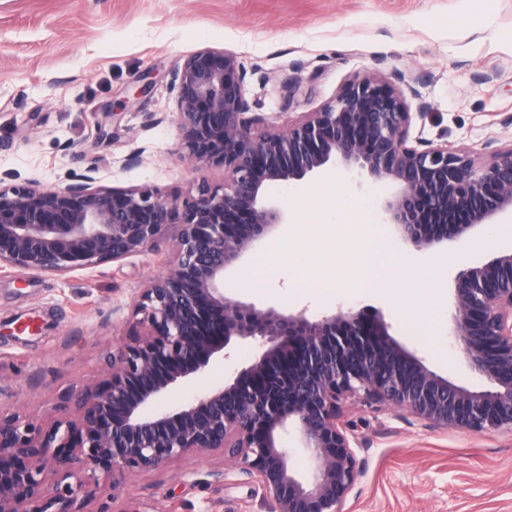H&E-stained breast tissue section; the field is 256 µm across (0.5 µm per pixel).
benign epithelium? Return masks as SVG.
Instances as JSON below:
<instances>
[{
  "mask_svg": "<svg viewBox=\"0 0 512 512\" xmlns=\"http://www.w3.org/2000/svg\"><path fill=\"white\" fill-rule=\"evenodd\" d=\"M177 119L187 154L224 167V188H199L182 212L147 190L91 186L57 191L0 183V266L66 274L120 262L177 226L170 270L134 304L143 332L112 349L106 377L73 389L49 425L0 415V512H84L91 486L117 489L128 472L220 451L237 461L227 486L247 485L274 512H342L360 476L344 404L407 409L431 428L512 433V249L453 279L448 335L482 389L430 370L391 337L387 323L338 306L258 307L224 292V272L286 223L268 198L275 184L326 167L367 172L394 186L378 218L418 251L460 241L512 213V147L487 165L468 152L411 138L404 93L378 72L349 79L333 101L283 133L254 135L236 56L204 49L177 73ZM255 343L252 362L222 385L171 404L232 339ZM291 428L311 451L301 477L281 440Z\"/></svg>",
  "mask_w": 512,
  "mask_h": 512,
  "instance_id": "obj_1",
  "label": "benign epithelium"
}]
</instances>
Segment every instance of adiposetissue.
Instances as JSON below:
<instances>
[{
	"label": "adipose tissue",
	"instance_id": "ef3b65f1",
	"mask_svg": "<svg viewBox=\"0 0 512 512\" xmlns=\"http://www.w3.org/2000/svg\"><path fill=\"white\" fill-rule=\"evenodd\" d=\"M357 227L355 240L356 266L352 279L359 288H393L405 301L438 295L445 286L444 268L439 264L409 267L406 258L387 246L378 225L368 214L355 212L350 216ZM410 275L413 288H397L402 275Z\"/></svg>",
	"mask_w": 512,
	"mask_h": 512
}]
</instances>
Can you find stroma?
<instances>
[{
    "mask_svg": "<svg viewBox=\"0 0 512 512\" xmlns=\"http://www.w3.org/2000/svg\"><path fill=\"white\" fill-rule=\"evenodd\" d=\"M203 49L236 56L253 111L280 131L319 111L347 80L377 71L401 91L417 87L411 136L481 163L491 149L512 147V0H0V179L55 190L90 172L95 186L145 189L175 211L201 185L222 187L223 167L190 160L176 121L175 75ZM331 181L337 194L325 190ZM391 191L330 169L273 185L269 197L288 217L285 236L303 225L295 245L305 249L319 236L323 207L374 217ZM352 231L337 225L308 281L270 242L257 253L264 274L256 284L243 286L231 271L224 285L260 307L315 317L341 304L384 319L430 369L482 386L448 337L447 294L406 305L375 288H323L324 278H349ZM175 236L168 227L142 254L64 275L0 268V414L51 423L68 390L105 377L112 347L144 329L133 302L168 271ZM510 248L506 214L464 246L404 252L452 275ZM344 417L355 425L361 469L345 512H512V434L430 428L403 408L356 399ZM234 466L205 452L134 471L119 489L101 485L88 509L272 512L246 489L225 488Z\"/></svg>",
    "mask_w": 512,
    "mask_h": 512,
    "instance_id": "obj_1",
    "label": "stroma"
}]
</instances>
